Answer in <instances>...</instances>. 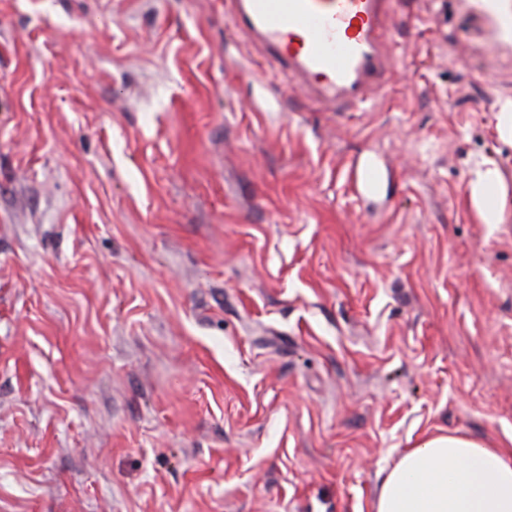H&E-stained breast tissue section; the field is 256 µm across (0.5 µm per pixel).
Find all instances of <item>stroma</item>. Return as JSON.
Wrapping results in <instances>:
<instances>
[{
    "mask_svg": "<svg viewBox=\"0 0 512 512\" xmlns=\"http://www.w3.org/2000/svg\"><path fill=\"white\" fill-rule=\"evenodd\" d=\"M503 26L404 0L336 114L225 0H0V512H371L428 435L512 448ZM348 182L360 195L368 196L378 193L384 179V169L373 158H367L362 163H352L348 168ZM499 188L491 170L470 183V198L486 224L498 223V208H491L488 198L494 195L498 199Z\"/></svg>",
    "mask_w": 512,
    "mask_h": 512,
    "instance_id": "35a3bbf8",
    "label": "stroma"
}]
</instances>
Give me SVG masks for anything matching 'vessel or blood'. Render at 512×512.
<instances>
[{
	"label": "vessel or blood",
	"mask_w": 512,
	"mask_h": 512,
	"mask_svg": "<svg viewBox=\"0 0 512 512\" xmlns=\"http://www.w3.org/2000/svg\"><path fill=\"white\" fill-rule=\"evenodd\" d=\"M234 29L322 112H356L378 99L396 67L401 0H230ZM360 195L380 191L375 159L351 164Z\"/></svg>",
	"instance_id": "obj_1"
}]
</instances>
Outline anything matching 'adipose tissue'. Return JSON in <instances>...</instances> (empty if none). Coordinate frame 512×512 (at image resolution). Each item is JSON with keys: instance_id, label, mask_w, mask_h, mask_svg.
<instances>
[{"instance_id": "adipose-tissue-1", "label": "adipose tissue", "mask_w": 512, "mask_h": 512, "mask_svg": "<svg viewBox=\"0 0 512 512\" xmlns=\"http://www.w3.org/2000/svg\"><path fill=\"white\" fill-rule=\"evenodd\" d=\"M372 512H512V449L466 435L429 437L390 469Z\"/></svg>"}]
</instances>
